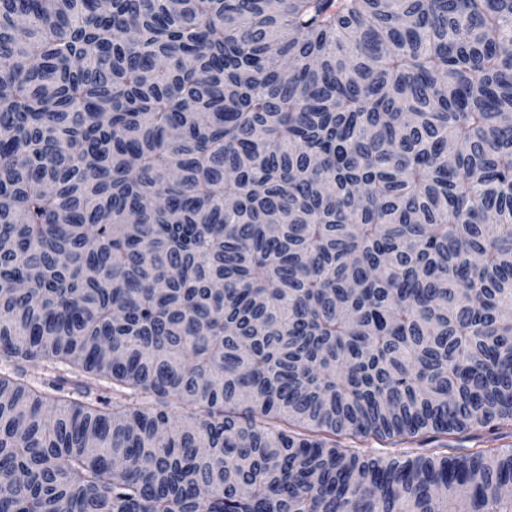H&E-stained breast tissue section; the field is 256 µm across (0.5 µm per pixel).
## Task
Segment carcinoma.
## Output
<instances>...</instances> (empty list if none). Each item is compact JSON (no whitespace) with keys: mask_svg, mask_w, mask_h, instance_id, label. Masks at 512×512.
<instances>
[{"mask_svg":"<svg viewBox=\"0 0 512 512\" xmlns=\"http://www.w3.org/2000/svg\"><path fill=\"white\" fill-rule=\"evenodd\" d=\"M0 241V512H512V0H0ZM31 372H33L35 376V381L38 383V385L45 384L46 386H48L49 384L52 383L59 384L63 386L65 391H68L70 393L75 392V395L79 390V388L73 384L74 377H72L71 374L65 370H39ZM495 436L486 430H471L456 436V439L450 440L452 448H459L458 452L448 450V455H460V451H467L470 448H486L490 446H508L512 445V437L492 441ZM503 448H507L504 447Z\"/></svg>","mask_w":512,"mask_h":512,"instance_id":"carcinoma-1","label":"carcinoma"}]
</instances>
